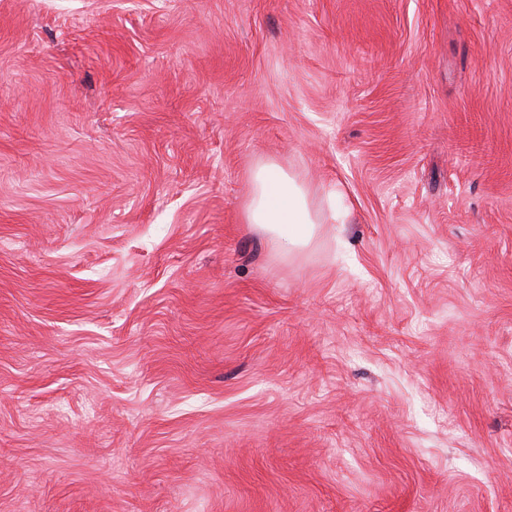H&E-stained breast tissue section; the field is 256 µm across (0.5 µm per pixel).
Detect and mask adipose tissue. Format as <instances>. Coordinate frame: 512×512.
<instances>
[{"label":"adipose tissue","instance_id":"ef3b65f1","mask_svg":"<svg viewBox=\"0 0 512 512\" xmlns=\"http://www.w3.org/2000/svg\"><path fill=\"white\" fill-rule=\"evenodd\" d=\"M251 196L245 208L246 223L266 234L277 252L291 257L313 240L321 217L309 203L310 190L299 175L266 162L250 173Z\"/></svg>","mask_w":512,"mask_h":512}]
</instances>
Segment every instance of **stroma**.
Listing matches in <instances>:
<instances>
[{
	"mask_svg": "<svg viewBox=\"0 0 512 512\" xmlns=\"http://www.w3.org/2000/svg\"><path fill=\"white\" fill-rule=\"evenodd\" d=\"M0 512H512V0H0ZM251 196L245 224H253L269 238L277 252L291 257L313 240L322 216L309 203L310 190L299 175L274 162L257 165L250 173Z\"/></svg>",
	"mask_w": 512,
	"mask_h": 512,
	"instance_id": "stroma-1",
	"label": "stroma"
}]
</instances>
